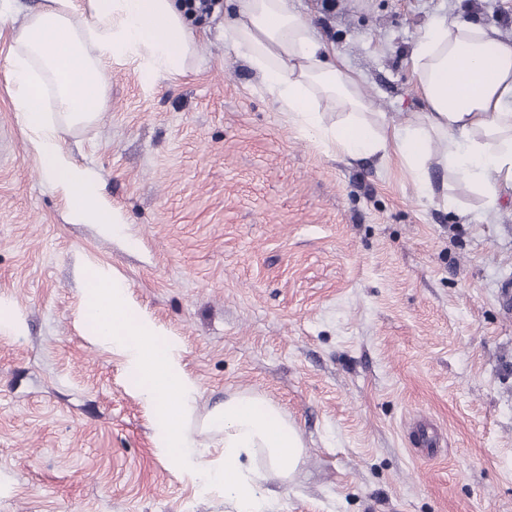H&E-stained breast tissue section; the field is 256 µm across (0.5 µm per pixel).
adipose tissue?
<instances>
[{
  "instance_id": "1",
  "label": "adipose tissue",
  "mask_w": 512,
  "mask_h": 512,
  "mask_svg": "<svg viewBox=\"0 0 512 512\" xmlns=\"http://www.w3.org/2000/svg\"><path fill=\"white\" fill-rule=\"evenodd\" d=\"M224 41L262 79L263 88L303 132L335 154L358 158L393 152L420 191L447 172L488 201L512 191V39L492 27L455 18L430 24L411 51L425 107L405 125L371 121L360 78L330 61L310 21L288 0H241ZM7 59L16 116L44 179L62 192L72 223L96 225L106 237L126 234V219L102 197L96 174L66 151L61 132L96 122L106 107L105 63L136 65L145 83L184 73L196 54L182 0H44L15 28ZM344 117L325 124V106ZM82 315L91 334L124 356L139 392L155 411V443L202 488L222 487L236 512H267L258 494L262 456L289 481L304 442L279 407L242 392L208 420L224 435V461L213 468L186 426L196 383L178 349L131 303L116 275L85 273Z\"/></svg>"
}]
</instances>
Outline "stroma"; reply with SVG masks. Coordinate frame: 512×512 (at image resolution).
Wrapping results in <instances>:
<instances>
[{"label": "stroma", "instance_id": "stroma-1", "mask_svg": "<svg viewBox=\"0 0 512 512\" xmlns=\"http://www.w3.org/2000/svg\"><path fill=\"white\" fill-rule=\"evenodd\" d=\"M389 123L423 103L410 54L454 16L512 39V0H289ZM189 28L197 58L145 86L107 68V106L68 132L128 219L71 223L29 152L0 34V512H235L158 454L125 359L81 313L84 270L119 274L197 384L190 427L230 395L273 401L301 430L273 512H512V194L424 196L396 157L342 158L280 112L224 43L239 0Z\"/></svg>", "mask_w": 512, "mask_h": 512}]
</instances>
